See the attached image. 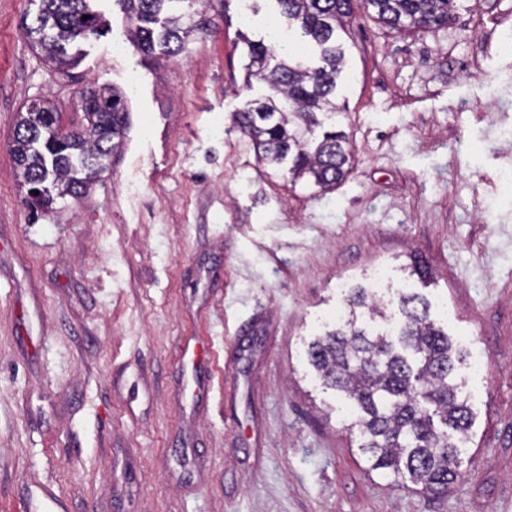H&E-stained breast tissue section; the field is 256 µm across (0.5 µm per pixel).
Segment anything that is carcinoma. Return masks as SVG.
I'll use <instances>...</instances> for the list:
<instances>
[{
	"label": "carcinoma",
	"instance_id": "carcinoma-1",
	"mask_svg": "<svg viewBox=\"0 0 512 512\" xmlns=\"http://www.w3.org/2000/svg\"><path fill=\"white\" fill-rule=\"evenodd\" d=\"M25 38L43 59L68 68L65 44L99 33L100 17L90 0H39ZM185 0H119L138 51L161 58L181 54L202 22L184 10ZM282 14L296 23L319 50L320 64L290 58L270 64L271 49L249 44V76L264 82L269 94L237 113L236 123L252 141L258 161L287 173L294 183L329 190L352 168L348 137L333 119L345 55L339 31L355 12L357 0H277ZM382 24L398 31L448 25L458 0H363ZM83 124L61 135L53 126L56 109L44 101L18 113L10 152L21 186L48 183L53 196L78 198L104 169L124 133L126 107L115 92L82 90ZM402 321L395 332L373 331L367 321L387 320L385 307L368 289H350L345 314L336 328L309 346L310 364L323 385L340 393L355 409L360 450L372 470L407 474L424 492L446 493L458 477L459 445L473 412L461 395L456 364L461 351L430 319V305L416 293L398 297Z\"/></svg>",
	"mask_w": 512,
	"mask_h": 512
}]
</instances>
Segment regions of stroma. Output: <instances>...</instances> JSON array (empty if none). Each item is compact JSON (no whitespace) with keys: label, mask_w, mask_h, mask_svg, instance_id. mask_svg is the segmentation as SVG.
Instances as JSON below:
<instances>
[{"label":"stroma","mask_w":512,"mask_h":512,"mask_svg":"<svg viewBox=\"0 0 512 512\" xmlns=\"http://www.w3.org/2000/svg\"><path fill=\"white\" fill-rule=\"evenodd\" d=\"M59 72L0 0V512H512V0L397 32L357 9L336 102L353 167L333 191L257 163L235 118L267 92L248 42L314 66L276 0H212L152 60L116 0ZM121 91L122 148L89 191L33 211L9 153L30 100L62 124ZM427 280L408 278L411 257ZM466 352L475 413L448 494L373 471L307 361L348 289L390 326L403 284Z\"/></svg>","instance_id":"obj_1"}]
</instances>
